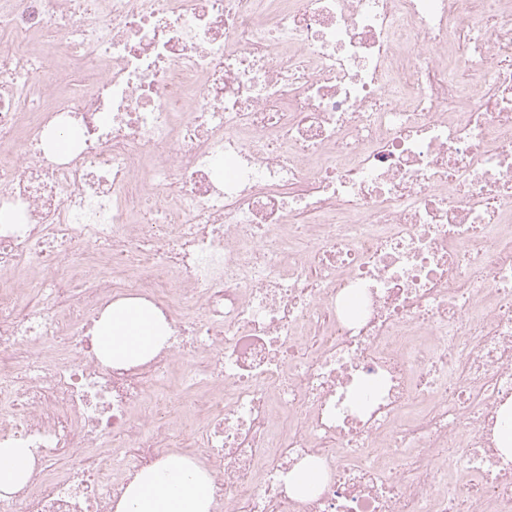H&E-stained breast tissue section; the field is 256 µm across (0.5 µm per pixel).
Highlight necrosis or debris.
Instances as JSON below:
<instances>
[{
  "label": "necrosis or debris",
  "instance_id": "obj_1",
  "mask_svg": "<svg viewBox=\"0 0 512 512\" xmlns=\"http://www.w3.org/2000/svg\"><path fill=\"white\" fill-rule=\"evenodd\" d=\"M1 212L0 512H512V0H0ZM160 319L149 305L134 299L112 303L96 330V345L104 358L139 362L153 355L167 336L157 333ZM29 449L0 447V496H6L24 483L32 468ZM212 478L197 461L169 455L128 485L115 512H211ZM322 479V473L317 466H307L295 470L289 478V485L294 492L305 494L317 489Z\"/></svg>",
  "mask_w": 512,
  "mask_h": 512
}]
</instances>
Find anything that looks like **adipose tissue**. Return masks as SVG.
I'll return each instance as SVG.
<instances>
[{
    "label": "adipose tissue",
    "instance_id": "1",
    "mask_svg": "<svg viewBox=\"0 0 512 512\" xmlns=\"http://www.w3.org/2000/svg\"><path fill=\"white\" fill-rule=\"evenodd\" d=\"M159 318L149 305L134 299L112 304L96 330V345L104 358L135 363L153 355L163 344ZM28 449L0 447V496L24 483L31 471ZM212 478L197 461L169 455L142 471L128 485L116 512H211Z\"/></svg>",
    "mask_w": 512,
    "mask_h": 512
}]
</instances>
